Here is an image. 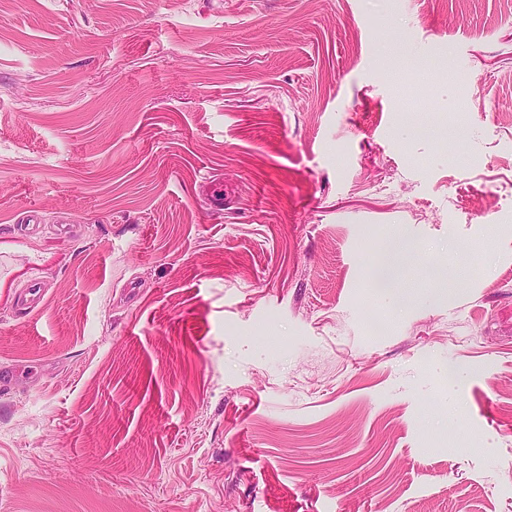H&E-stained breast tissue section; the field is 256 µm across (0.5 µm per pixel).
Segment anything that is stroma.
Listing matches in <instances>:
<instances>
[{
	"instance_id": "35a3bbf8",
	"label": "stroma",
	"mask_w": 512,
	"mask_h": 512,
	"mask_svg": "<svg viewBox=\"0 0 512 512\" xmlns=\"http://www.w3.org/2000/svg\"><path fill=\"white\" fill-rule=\"evenodd\" d=\"M2 367L0 512H512V0H0ZM416 252V244L407 238L396 237L392 239L384 252L380 264L375 269L388 293H392L394 305L399 309L411 307L414 299L411 295L398 288L399 280L404 269L412 260Z\"/></svg>"
}]
</instances>
